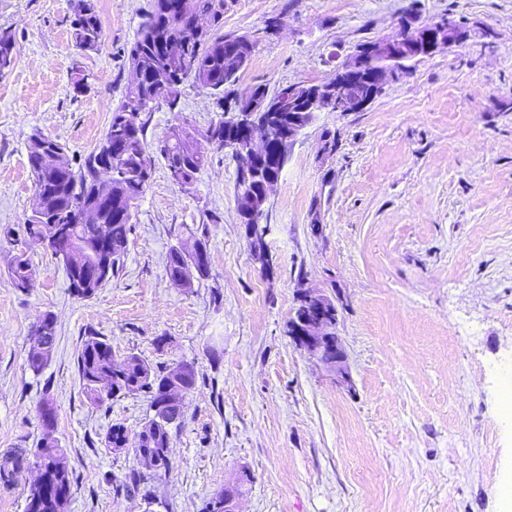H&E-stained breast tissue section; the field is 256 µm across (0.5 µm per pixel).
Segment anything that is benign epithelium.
Returning a JSON list of instances; mask_svg holds the SVG:
<instances>
[{"instance_id":"obj_1","label":"benign epithelium","mask_w":512,"mask_h":512,"mask_svg":"<svg viewBox=\"0 0 512 512\" xmlns=\"http://www.w3.org/2000/svg\"><path fill=\"white\" fill-rule=\"evenodd\" d=\"M202 18H196L192 29L173 35L167 45L170 55L188 39L208 35ZM465 31L452 19L419 26L405 25L401 31L358 47L350 59L337 68L334 77L320 83L290 84L280 96L266 97L257 107L253 94L230 93L224 99V138L230 149L242 159L245 174L255 173L258 159L274 149L279 126L285 133L283 144H291L317 112L352 113L365 111L384 91L388 76L408 70L411 63L461 43ZM112 205L107 195L81 211L77 221L100 223V214ZM48 232L42 244L50 251L66 254L74 265L83 264V254L62 225L46 217ZM334 301L318 291L306 289L297 298V307L288 323V334L294 344L317 358L336 374V383H350L347 356L332 319Z\"/></svg>"}]
</instances>
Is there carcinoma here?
<instances>
[{
  "label": "carcinoma",
  "mask_w": 512,
  "mask_h": 512,
  "mask_svg": "<svg viewBox=\"0 0 512 512\" xmlns=\"http://www.w3.org/2000/svg\"><path fill=\"white\" fill-rule=\"evenodd\" d=\"M207 15L211 19L212 33L210 39L203 43H192L186 49L195 65L185 68L176 58L165 60L159 55L160 39L170 28L188 30L194 18ZM224 17V0H152L150 10L140 25L134 41L127 49L126 60L132 71L141 74L140 82H131L127 86L124 100L112 111L106 134L113 132V127L122 118L129 102L139 99L145 102L144 111L150 112L156 103L164 101L169 107L178 105L181 87L187 80H192L197 86L204 88L214 96L216 105L224 103L228 87L238 79V72L245 64L243 59L232 58L230 54L237 51L239 42L228 41L226 36L218 33ZM75 42L85 45L86 50L97 49L101 39V23L98 11L84 16L75 14L72 21ZM15 41L12 34L6 30L0 31V74L11 70L15 63ZM169 71L170 84L164 93L152 88L153 75L161 69ZM201 137L209 144L219 148L224 147V122L210 125ZM145 123L136 119L127 139L116 144L124 166L132 171L142 165V153L147 151ZM166 166L169 169L177 167L184 172L188 180H193L195 174L204 165L206 154L198 152L195 133L187 130L175 139L165 138L160 146ZM288 159V150L279 153L273 162L263 164L266 177L278 180ZM101 162L98 152H91L79 165L73 168L67 165L62 170L49 169L44 175L41 190L46 197L33 195L31 206H50L53 215L60 223L69 224L73 236L88 247L93 246L98 238L99 225L74 224L73 213L82 207L95 186L97 166ZM116 187L112 188L113 206L112 224L108 225L111 250L107 272L101 282L93 283L84 288L79 283L81 270H67L69 288L79 298H89L95 294L101 284L112 278V275L123 265L127 250L128 235L132 223L121 216L124 209H135L142 192L126 182L123 177L113 179ZM186 260L180 250H170L166 271L169 277L182 284L186 289L194 288L197 281L209 276V271L200 272L197 280L183 278ZM8 273L13 286L21 291L30 288L35 277V270L27 255V251L15 253L9 262ZM38 338L33 340V346L28 355V368L35 374L40 373L51 358L56 342V321L49 313H44L38 320V329L34 330ZM77 371L86 396L94 403L101 404L112 397L136 395L145 392L150 395V403L161 400L166 384H179L186 391H191L197 383L196 370L189 367L184 371L176 363L163 369H155L140 357L130 354L123 359H116L112 344L95 334L88 335L82 342L77 356ZM184 414L181 404L168 405L162 410L161 418H150L137 434L135 448L138 456H143L146 444L143 436L148 434L153 438V447L161 449L170 442L171 426L180 421ZM47 468L53 471L54 486L49 492L40 493L29 489L25 512H64L65 502L71 491V473L63 462V449L58 440L44 437L38 448L20 450L5 455L0 459V480L7 483L23 468ZM151 473L139 471L129 476V482L123 484L126 491L138 490L141 486L159 478L169 469L168 462L161 459L156 464H147Z\"/></svg>",
  "instance_id": "carcinoma-1"
}]
</instances>
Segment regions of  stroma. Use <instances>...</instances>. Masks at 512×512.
I'll list each match as a JSON object with an SVG mask.
<instances>
[{"label":"stroma","mask_w":512,"mask_h":512,"mask_svg":"<svg viewBox=\"0 0 512 512\" xmlns=\"http://www.w3.org/2000/svg\"><path fill=\"white\" fill-rule=\"evenodd\" d=\"M73 3L0 0L16 52L0 76V455L37 447L50 401L73 479L65 512H140V494L121 488L134 451L105 439L116 423L136 435L152 412L142 394L89 401L76 359L92 332L116 354L197 372L170 431L171 466L151 484L156 512H202L245 468L239 512H505L512 416L496 369L512 361V0H224L222 34L255 42L239 94L325 81L405 19L450 17L467 37L413 63L365 111L315 114L268 204L272 271L251 257L230 150L210 151L184 187L150 152L124 265L86 299L38 245L27 248L33 288L7 274L31 214L30 136L58 140L74 165L99 145L150 0H97L94 52L73 39ZM220 118L190 82L176 109L142 115L151 145L172 126L200 133ZM197 239L210 277L189 291L166 262ZM303 288L338 306L350 385L288 335ZM46 312L56 346L36 376L27 355Z\"/></svg>","instance_id":"obj_1"}]
</instances>
